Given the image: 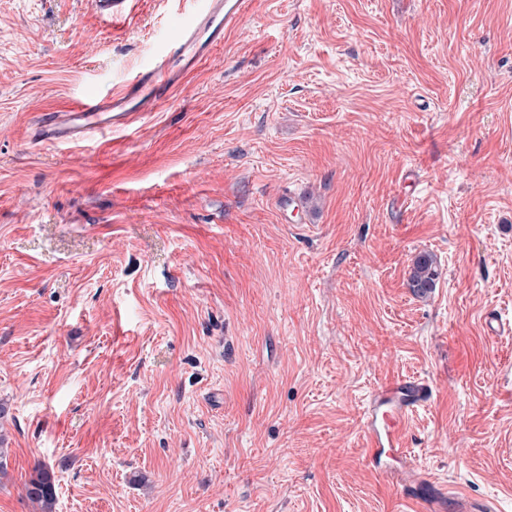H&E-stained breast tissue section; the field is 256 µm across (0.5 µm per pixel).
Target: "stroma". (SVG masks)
<instances>
[{
  "mask_svg": "<svg viewBox=\"0 0 512 512\" xmlns=\"http://www.w3.org/2000/svg\"><path fill=\"white\" fill-rule=\"evenodd\" d=\"M200 5L0 0V512L40 463L54 512H420L366 457L408 375L393 466L512 512V0H250L154 111L36 138ZM440 270L434 255L420 252L412 260L408 287L417 297H427L436 288ZM433 388L423 377L400 378L376 389L365 413L367 454L382 476L395 477L387 464L393 454H403L404 423L417 408L432 402Z\"/></svg>",
  "mask_w": 512,
  "mask_h": 512,
  "instance_id": "stroma-1",
  "label": "stroma"
}]
</instances>
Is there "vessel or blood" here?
<instances>
[{
  "mask_svg": "<svg viewBox=\"0 0 512 512\" xmlns=\"http://www.w3.org/2000/svg\"><path fill=\"white\" fill-rule=\"evenodd\" d=\"M246 0H204L201 11L182 26L177 38L120 91L79 103L64 112L43 114L38 136L44 142H71L93 132L128 123L134 114L152 111L157 99L211 50L242 18ZM433 388L423 377L401 378L380 386L365 413L367 454L382 476H394L387 463L405 449L404 423L410 413L431 403Z\"/></svg>",
  "mask_w": 512,
  "mask_h": 512,
  "instance_id": "b4317fda",
  "label": "vessel or blood"
}]
</instances>
